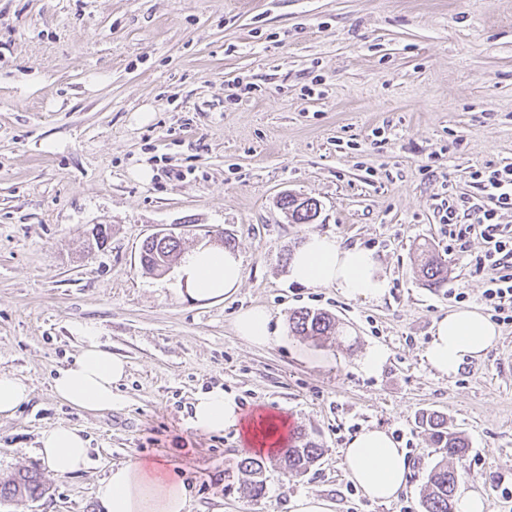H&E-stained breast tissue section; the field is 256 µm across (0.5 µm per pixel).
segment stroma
<instances>
[{
	"instance_id": "1",
	"label": "stroma",
	"mask_w": 512,
	"mask_h": 512,
	"mask_svg": "<svg viewBox=\"0 0 512 512\" xmlns=\"http://www.w3.org/2000/svg\"><path fill=\"white\" fill-rule=\"evenodd\" d=\"M39 87L27 86L31 74ZM149 109L148 122L136 112ZM512 164V0H0V373L30 395L0 418V482L39 474L43 495L0 512H103L111 466L157 460L188 490L192 512H291L314 493L333 512H423L433 462L418 426L444 414L470 443L464 461L488 512H512V323L486 356L451 377L424 360L433 324L484 307L488 270L439 221L450 197L482 203L469 173ZM150 166L141 182L133 170ZM315 199L293 223L282 193ZM109 227L90 245L94 225ZM176 227L183 251L229 245L244 277L203 304L176 271L144 274V239ZM313 233L372 251L389 282L378 301L288 277L287 254ZM448 266L443 287L417 275L419 247ZM266 307L278 342L257 347L235 317ZM301 309L332 315L337 339L294 336ZM93 327L127 376L108 412L58 400L51 380ZM387 351L379 372L363 369ZM234 394L323 448L305 475L268 468L250 495L239 431L190 422L198 393ZM83 429L90 467L52 476L37 453L52 426ZM405 448L410 473L388 504L345 476L342 450L367 427ZM187 450H179V441Z\"/></svg>"
}]
</instances>
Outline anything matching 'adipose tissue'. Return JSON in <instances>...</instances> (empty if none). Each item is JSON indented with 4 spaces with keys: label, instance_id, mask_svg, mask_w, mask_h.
Segmentation results:
<instances>
[{
    "label": "adipose tissue",
    "instance_id": "ef3b65f1",
    "mask_svg": "<svg viewBox=\"0 0 512 512\" xmlns=\"http://www.w3.org/2000/svg\"><path fill=\"white\" fill-rule=\"evenodd\" d=\"M288 271L299 285L334 286L352 298L378 299L388 289L372 252L343 246L320 234L309 235L303 246L294 251ZM179 273L193 300L209 301L233 295L242 282L244 270L239 253L205 246L182 257ZM270 320L265 307L254 306L236 316L235 331L252 345L268 346L276 340ZM75 332L82 340L81 351L72 365L58 370L52 382L53 392L73 408L109 411L115 403L113 390L127 374L126 363L105 349L92 328L79 325ZM498 340L496 325L481 310L454 309L435 321L425 359L434 372L451 377L464 363L482 359ZM261 422L266 431L260 435L246 424L235 395L220 388L199 393L193 402L191 425L201 432L240 428L249 445H258L260 438L265 437L274 440L276 446H284L285 428L276 425L274 415H262ZM39 442L38 453L56 476H69L90 465L88 440L77 428H47ZM343 463L347 478L370 500L390 502L406 486V452L386 430L368 428L359 432L344 448ZM96 496L105 512H190L184 484L154 461L137 460L112 466L99 481Z\"/></svg>",
    "mask_w": 512,
    "mask_h": 512
}]
</instances>
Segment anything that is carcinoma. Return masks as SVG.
<instances>
[{
  "label": "carcinoma",
  "instance_id": "cac0c4a2",
  "mask_svg": "<svg viewBox=\"0 0 512 512\" xmlns=\"http://www.w3.org/2000/svg\"><path fill=\"white\" fill-rule=\"evenodd\" d=\"M279 205L291 212L292 221L309 224L318 213V204L311 198L298 199L292 195L279 199ZM181 251L178 241H144L139 262L144 272L162 274L174 262ZM422 277L430 287L440 288L448 279V269L436 258H429L421 268ZM289 329L302 338H323L336 332L335 318L326 312L303 309L289 317ZM420 424L430 438L433 447L441 453L427 474L421 505L424 512H454L453 503L457 486L463 475L460 468L448 465V459L461 462L469 450V442L462 433L448 426V419L438 412L424 413ZM323 448L309 434L299 432L293 443L278 450L277 462L287 476L297 477L307 473L319 460ZM265 463L261 459L245 457L240 461V471L246 476L250 491L260 495L264 491L262 479ZM44 492L39 477L32 471L16 474L10 480L0 482V500L16 497L36 499Z\"/></svg>",
  "mask_w": 512,
  "mask_h": 512
}]
</instances>
